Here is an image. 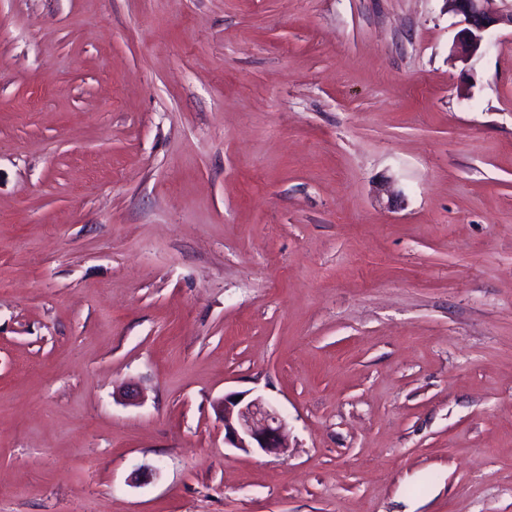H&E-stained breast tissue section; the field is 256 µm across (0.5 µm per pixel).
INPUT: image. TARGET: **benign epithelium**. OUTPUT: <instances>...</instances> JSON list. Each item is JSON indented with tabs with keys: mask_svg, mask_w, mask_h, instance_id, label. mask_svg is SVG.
<instances>
[{
	"mask_svg": "<svg viewBox=\"0 0 512 512\" xmlns=\"http://www.w3.org/2000/svg\"><path fill=\"white\" fill-rule=\"evenodd\" d=\"M502 7L491 11L488 0H444L446 11L462 17L452 56L466 62L483 46L484 34L492 27L512 28V0H501ZM224 421V442L244 452L280 454L287 448L286 421L271 404L258 396L249 401L230 393L219 400Z\"/></svg>",
	"mask_w": 512,
	"mask_h": 512,
	"instance_id": "benign-epithelium-1",
	"label": "benign epithelium"
}]
</instances>
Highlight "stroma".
I'll use <instances>...</instances> for the list:
<instances>
[{
	"label": "stroma",
	"instance_id": "stroma-1",
	"mask_svg": "<svg viewBox=\"0 0 512 512\" xmlns=\"http://www.w3.org/2000/svg\"><path fill=\"white\" fill-rule=\"evenodd\" d=\"M457 22L0 0V512H512V29ZM237 396L241 399L235 400ZM218 404L224 421V443L244 452L265 454H280L288 448L286 421L262 397L245 401L244 395L230 393Z\"/></svg>",
	"mask_w": 512,
	"mask_h": 512
}]
</instances>
